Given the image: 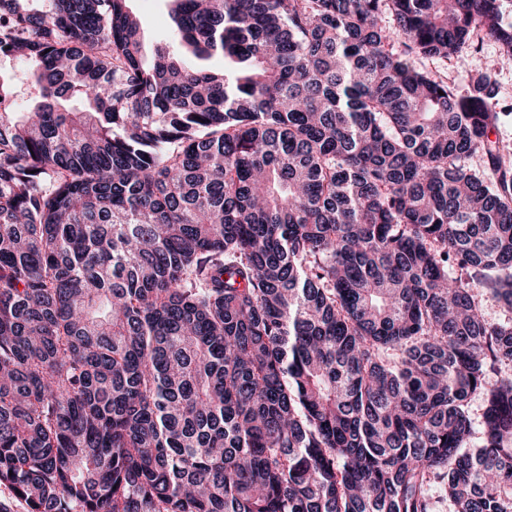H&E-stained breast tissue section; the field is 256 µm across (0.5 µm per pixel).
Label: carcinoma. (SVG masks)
Here are the masks:
<instances>
[{
	"label": "carcinoma",
	"instance_id": "carcinoma-1",
	"mask_svg": "<svg viewBox=\"0 0 512 512\" xmlns=\"http://www.w3.org/2000/svg\"><path fill=\"white\" fill-rule=\"evenodd\" d=\"M0 0V484L29 512H512V146L418 59L512 0ZM0 69V103L15 96ZM481 154L486 169L467 161ZM497 375L493 382L489 375ZM479 396L481 437L470 403ZM130 6L141 22L144 43L149 55L156 47L167 48L171 52L181 54L180 45L171 40V29L174 23L169 1L132 0Z\"/></svg>",
	"mask_w": 512,
	"mask_h": 512
}]
</instances>
